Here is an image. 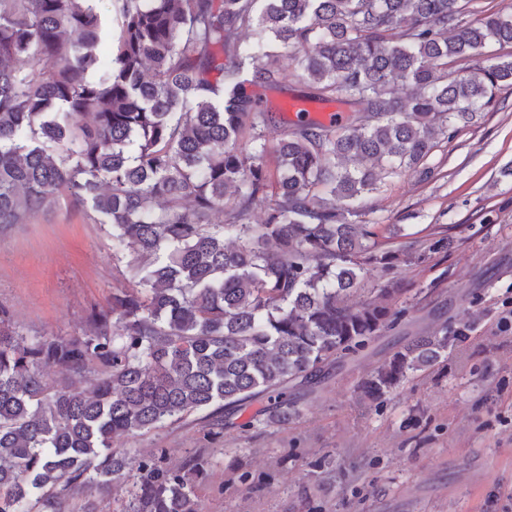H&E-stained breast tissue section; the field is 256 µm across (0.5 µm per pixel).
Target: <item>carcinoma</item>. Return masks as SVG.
<instances>
[{
  "label": "carcinoma",
  "instance_id": "obj_1",
  "mask_svg": "<svg viewBox=\"0 0 512 512\" xmlns=\"http://www.w3.org/2000/svg\"><path fill=\"white\" fill-rule=\"evenodd\" d=\"M512 0H0V229L63 191L112 225L127 283L79 336H28L0 306V512H65V495L130 485L122 512H202L207 460L129 457L122 439L264 403L285 425L401 320L405 289L348 295L403 245L365 197L382 173H430L439 140L512 89ZM342 120L278 121L254 88L284 60ZM264 211L262 223H253ZM432 329L358 384L380 399L448 358ZM57 367L52 383L44 371Z\"/></svg>",
  "mask_w": 512,
  "mask_h": 512
}]
</instances>
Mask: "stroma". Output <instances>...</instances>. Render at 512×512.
<instances>
[{
  "mask_svg": "<svg viewBox=\"0 0 512 512\" xmlns=\"http://www.w3.org/2000/svg\"><path fill=\"white\" fill-rule=\"evenodd\" d=\"M428 165L430 178L384 179L367 201L371 220L404 226L416 247L434 225L449 227V247L411 256L390 275L407 289L406 323L303 397L286 426L228 428L215 444L198 412L124 447L167 449L172 467L204 451L203 512H512V92L440 141ZM126 276L111 225L65 194L0 229V306L25 334H82ZM464 322L472 330L447 364L382 402L358 400V381L394 341ZM242 470L253 485L238 482ZM127 490L118 481L74 492L67 508L121 512Z\"/></svg>",
  "mask_w": 512,
  "mask_h": 512,
  "instance_id": "1",
  "label": "stroma"
}]
</instances>
